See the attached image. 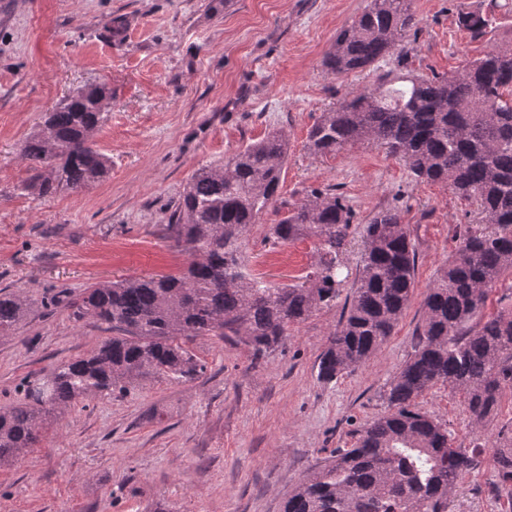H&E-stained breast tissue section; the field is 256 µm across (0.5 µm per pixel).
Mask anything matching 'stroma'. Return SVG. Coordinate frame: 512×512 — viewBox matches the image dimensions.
<instances>
[{
	"label": "stroma",
	"mask_w": 512,
	"mask_h": 512,
	"mask_svg": "<svg viewBox=\"0 0 512 512\" xmlns=\"http://www.w3.org/2000/svg\"><path fill=\"white\" fill-rule=\"evenodd\" d=\"M502 2L412 0L407 69L450 75L511 44L512 12ZM209 3L0 0V289L32 302L27 320L0 337V409L22 399L27 379L108 337L93 321L70 319V299L99 281L182 269L186 257L165 224L188 179L271 130L287 132L288 161L275 205L244 236L247 273L282 286L310 272L314 239L275 246L269 227L311 190L331 189L354 212L351 267L372 217L399 210L417 257L411 301L377 354L331 384L318 381L314 364L338 306L313 313L257 363L229 340H186L204 373L143 377L57 415L37 447L0 467V512H281L292 487L384 413L379 393L412 351L427 291L457 231L478 218L474 204L444 184L415 181L383 150L321 157L307 149L322 112L396 67L386 59L335 76L322 65L367 0H230L216 12ZM461 11L486 14V34L459 27ZM120 14L130 27L118 44L106 26ZM101 83L112 99L94 140L112 160L108 177L46 200L26 191L33 172L20 144L62 99ZM418 403L447 422L456 442H470L458 392L438 386ZM494 475L488 460L466 476L452 512H498L488 495Z\"/></svg>",
	"instance_id": "35a3bbf8"
}]
</instances>
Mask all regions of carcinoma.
I'll return each mask as SVG.
<instances>
[{
    "label": "carcinoma",
    "instance_id": "obj_1",
    "mask_svg": "<svg viewBox=\"0 0 512 512\" xmlns=\"http://www.w3.org/2000/svg\"><path fill=\"white\" fill-rule=\"evenodd\" d=\"M459 25L475 36L488 19L463 12ZM416 25L411 0H368L340 30L324 67L336 76L393 57L403 64L404 38ZM385 73L322 113L307 148L331 155L377 146L398 157L417 182H440L477 205L481 222L466 224L423 304L416 341L386 383L387 412L362 425L351 448H338L283 503L282 512H450L460 481L479 470L483 446L454 444L448 424L417 405L429 389L458 390L471 428L484 422L512 391V306L483 314L504 273L512 274V45L500 46L450 76ZM104 85L60 101L19 148L38 197L79 193L107 176L111 160L94 133L107 119ZM288 160V135L273 130L223 162L197 169L171 207L166 229L188 256L178 276L97 282L68 303L76 322L92 319L113 336L90 353L62 361L27 383L24 398L0 411V467L34 447L55 413L71 403L121 390L138 377L195 378L203 365L183 337L218 336L259 359L281 347L290 330L314 312L336 306L340 321L318 357L325 384L370 361L394 332L415 283L416 252L400 213L389 209L367 225L355 271L343 261L353 211L342 196L314 189L272 225L269 239L315 238L318 260L305 281L283 287L251 279L242 236L277 200ZM29 300L0 289V335L26 319ZM490 494L512 502V422L500 428Z\"/></svg>",
    "mask_w": 512,
    "mask_h": 512
}]
</instances>
